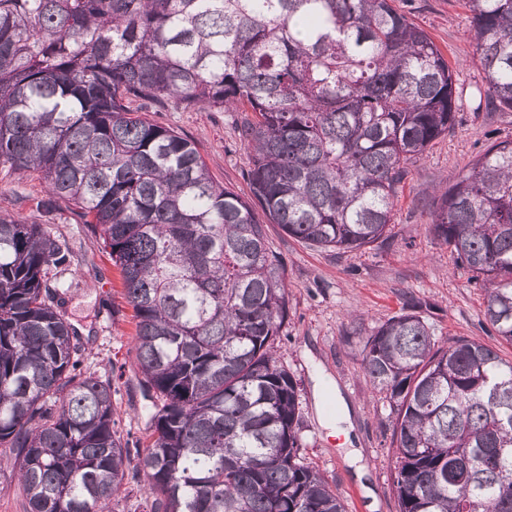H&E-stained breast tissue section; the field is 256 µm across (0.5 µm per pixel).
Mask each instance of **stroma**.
I'll return each instance as SVG.
<instances>
[{
    "instance_id": "obj_1",
    "label": "stroma",
    "mask_w": 512,
    "mask_h": 512,
    "mask_svg": "<svg viewBox=\"0 0 512 512\" xmlns=\"http://www.w3.org/2000/svg\"><path fill=\"white\" fill-rule=\"evenodd\" d=\"M396 5L431 35L457 71L463 97L454 127L409 162L385 242L337 253L291 238L277 225L268 227L269 242L287 269L288 319L277 355L300 383L301 454L335 481L346 512H398L392 490V410L388 400L373 392L359 355L363 339L375 328L419 299L430 305L426 317L439 342L468 336L512 360V345L494 335L484 320L483 291L471 271L430 230L444 188L491 144L512 140V110L479 103L487 84L468 36L465 0H396ZM140 111L184 134L218 182L249 196L247 152L232 113L164 110L151 102ZM45 195L39 173L0 172V212L41 220L34 202ZM50 227L73 252L61 278L72 285L68 319L88 339L86 364L112 380L116 430L146 448L152 400L140 384L133 310L123 296L120 273L67 203H57ZM326 384L349 409L351 451L340 449L328 434L320 398Z\"/></svg>"
}]
</instances>
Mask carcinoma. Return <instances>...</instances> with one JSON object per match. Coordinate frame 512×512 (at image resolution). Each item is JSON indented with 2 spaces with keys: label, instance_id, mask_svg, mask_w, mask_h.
I'll list each match as a JSON object with an SVG mask.
<instances>
[{
  "label": "carcinoma",
  "instance_id": "obj_1",
  "mask_svg": "<svg viewBox=\"0 0 512 512\" xmlns=\"http://www.w3.org/2000/svg\"><path fill=\"white\" fill-rule=\"evenodd\" d=\"M467 6L486 104L512 110V0ZM139 101L244 111L251 197ZM457 109L448 60L394 0H0V169L39 172L102 241L159 400L153 442L130 448L112 380L85 369L65 317L70 248L0 214V448L25 512H111L131 483L150 512H346L300 454L266 225L339 252L387 240L407 162ZM431 226L512 344V140L441 194ZM424 313L411 303L360 349L392 407L399 512H512V361L475 338L439 344Z\"/></svg>",
  "mask_w": 512,
  "mask_h": 512
}]
</instances>
